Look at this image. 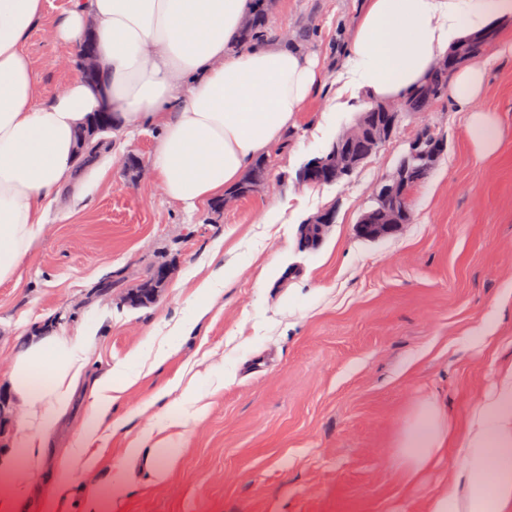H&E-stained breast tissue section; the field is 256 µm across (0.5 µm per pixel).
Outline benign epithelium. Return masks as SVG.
<instances>
[{
	"mask_svg": "<svg viewBox=\"0 0 512 512\" xmlns=\"http://www.w3.org/2000/svg\"><path fill=\"white\" fill-rule=\"evenodd\" d=\"M477 43L478 40L469 39L457 44L449 49L447 54L435 60L434 68L446 70L454 67L472 53ZM77 56L80 60L82 76L87 82L96 84L94 74L98 70V65L86 44L79 46ZM412 111L413 107L409 105L404 106V110L400 111L387 102L379 103L377 111L367 113L358 124L340 133L331 151L311 160L305 166L304 172L307 178H319L330 183H338L352 175L363 160L376 153L394 136L406 115ZM361 137L367 141V147L363 152L354 148L355 141ZM445 148L444 140L435 136L430 128L416 131L409 143L410 155L422 159L428 170L432 169ZM385 181V185L372 189L373 199L383 210L384 222L374 223L373 211L369 210L361 216L356 225L358 235L365 240L377 241L397 233L404 226L401 216L411 214V196L417 184L409 178L406 167L401 166L395 169L385 177ZM309 223L311 227L322 233L334 223V213L330 210H321L309 218ZM149 277L154 284L139 295H128L127 300L143 304L156 299L160 287L167 281L168 270L165 268L153 270L149 273Z\"/></svg>",
	"mask_w": 512,
	"mask_h": 512,
	"instance_id": "7a95c632",
	"label": "benign epithelium"
}]
</instances>
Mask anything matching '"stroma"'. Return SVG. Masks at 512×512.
<instances>
[{
  "label": "stroma",
  "instance_id": "35a3bbf8",
  "mask_svg": "<svg viewBox=\"0 0 512 512\" xmlns=\"http://www.w3.org/2000/svg\"><path fill=\"white\" fill-rule=\"evenodd\" d=\"M363 2L264 0L271 33L316 56L324 77L268 151L262 184L223 214L167 198L147 169L158 138L148 125L109 139L103 174L50 204L0 283V394L36 337L78 328L92 337L85 378L131 382L94 432L91 397L76 392L41 467L20 469L23 512H48L60 481L74 489L70 512L88 496L100 512H424L459 470L451 452L408 484L396 440L432 396L463 420L512 360V54L484 52L477 105L499 131L494 154L479 156L466 112L444 97L408 115L350 179L299 184L301 166L356 117L331 104ZM67 6L47 0L25 43L41 103L75 74L74 50L54 39ZM424 126L446 149L413 192L410 223L362 239L373 187ZM330 205L335 224L299 251L300 222ZM160 264L159 298L124 303Z\"/></svg>",
  "mask_w": 512,
  "mask_h": 512
}]
</instances>
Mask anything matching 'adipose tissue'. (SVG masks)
Listing matches in <instances>:
<instances>
[{
    "label": "adipose tissue",
    "instance_id": "obj_1",
    "mask_svg": "<svg viewBox=\"0 0 512 512\" xmlns=\"http://www.w3.org/2000/svg\"><path fill=\"white\" fill-rule=\"evenodd\" d=\"M257 8L256 0H69L56 37L74 47L93 33L105 84L99 90L77 77L39 104L25 43L46 0H0V283L14 278L48 205L79 185L76 136L101 96L112 104L113 130L159 129L151 167L167 196L188 207L222 197L279 142L322 74L299 46L241 44V25ZM509 19L512 0H365L345 66L370 98L398 100L454 41ZM485 83L484 61H471L449 76L448 97L468 112L478 149L490 155L498 132L475 106ZM83 342L80 334L45 338L14 368L30 430L16 455L0 456V512L19 507L17 461L34 469L43 459L42 435L81 379ZM451 448L461 468L425 512H512V363L499 367L463 428L444 403L421 401L399 435L397 466L412 481Z\"/></svg>",
    "mask_w": 512,
    "mask_h": 512
}]
</instances>
